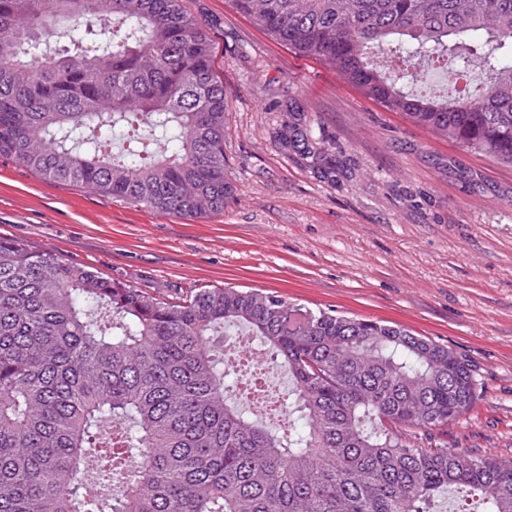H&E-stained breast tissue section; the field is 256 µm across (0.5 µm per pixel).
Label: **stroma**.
I'll list each match as a JSON object with an SVG mask.
<instances>
[{"instance_id":"obj_1","label":"stroma","mask_w":512,"mask_h":512,"mask_svg":"<svg viewBox=\"0 0 512 512\" xmlns=\"http://www.w3.org/2000/svg\"><path fill=\"white\" fill-rule=\"evenodd\" d=\"M224 81L223 212L185 220L0 158V235L176 301L230 285L401 324L468 363L477 400L431 445L512 457V166L415 126L276 43L230 0H186ZM312 134L308 151L289 126Z\"/></svg>"}]
</instances>
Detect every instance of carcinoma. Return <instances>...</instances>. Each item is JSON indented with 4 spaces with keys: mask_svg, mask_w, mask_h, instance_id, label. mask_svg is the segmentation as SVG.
<instances>
[{
    "mask_svg": "<svg viewBox=\"0 0 512 512\" xmlns=\"http://www.w3.org/2000/svg\"><path fill=\"white\" fill-rule=\"evenodd\" d=\"M412 124L512 165V0H231ZM446 68L424 91V67ZM484 78L468 80L473 68ZM228 99L184 0H0V157L188 219L233 196ZM235 327L292 382L281 424L232 397ZM476 383L398 324L275 292L168 301L0 236V512H512V458L439 448ZM124 472L119 496L86 475Z\"/></svg>",
    "mask_w": 512,
    "mask_h": 512,
    "instance_id": "carcinoma-1",
    "label": "carcinoma"
}]
</instances>
